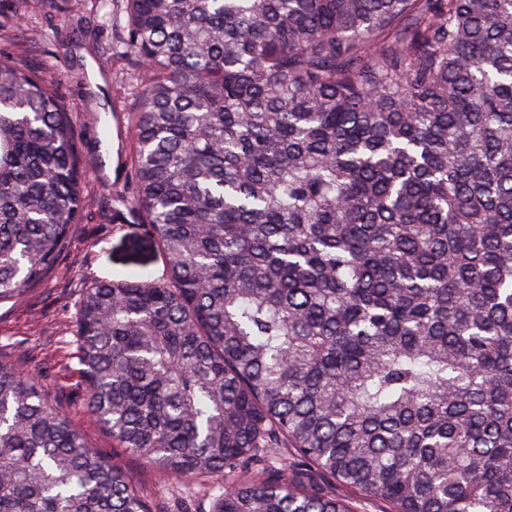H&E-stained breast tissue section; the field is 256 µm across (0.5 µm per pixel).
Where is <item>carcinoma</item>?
I'll return each instance as SVG.
<instances>
[{
    "mask_svg": "<svg viewBox=\"0 0 512 512\" xmlns=\"http://www.w3.org/2000/svg\"><path fill=\"white\" fill-rule=\"evenodd\" d=\"M131 201L166 278L86 289V409L210 512H512V0H126ZM0 55V302L85 204ZM0 512H161L0 362Z\"/></svg>",
    "mask_w": 512,
    "mask_h": 512,
    "instance_id": "obj_1",
    "label": "carcinoma"
}]
</instances>
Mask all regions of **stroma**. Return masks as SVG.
Instances as JSON below:
<instances>
[{
    "label": "stroma",
    "instance_id": "35a3bbf8",
    "mask_svg": "<svg viewBox=\"0 0 512 512\" xmlns=\"http://www.w3.org/2000/svg\"><path fill=\"white\" fill-rule=\"evenodd\" d=\"M122 0H0V54L42 69L73 120L84 170L85 207L53 269L16 302L0 303V362L38 376L48 401L75 416L88 446L116 457L134 483L167 512H209L224 479H202L181 489L169 475L115 451L111 435L84 409L86 391L75 357L76 313L83 292L124 278L142 262L152 278L166 273L162 253L143 238V219L116 214L118 198L134 190L135 142L130 114V61L112 53L120 36L112 19Z\"/></svg>",
    "mask_w": 512,
    "mask_h": 512
}]
</instances>
